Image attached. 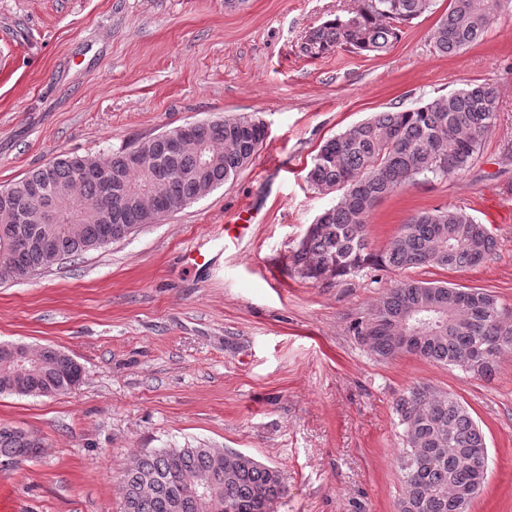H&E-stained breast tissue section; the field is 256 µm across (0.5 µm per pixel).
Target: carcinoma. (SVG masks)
Returning a JSON list of instances; mask_svg holds the SVG:
<instances>
[{"instance_id":"obj_1","label":"carcinoma","mask_w":512,"mask_h":512,"mask_svg":"<svg viewBox=\"0 0 512 512\" xmlns=\"http://www.w3.org/2000/svg\"><path fill=\"white\" fill-rule=\"evenodd\" d=\"M503 0H451L448 12L431 32L442 55L457 54L479 42ZM434 0H359L347 16L336 17L301 37L298 51L316 59L347 47L357 53H382ZM499 93L489 82L470 83L446 96L413 108L378 112L327 140L313 158L307 180L320 192H338L336 204L318 218L317 229L291 255L304 278L331 282L358 276L369 268L417 267L460 269L478 266L496 255L487 225L463 209L434 208L413 215L376 252L368 241L375 205L419 177L446 178L469 167L485 135L498 118ZM266 126L254 114L216 120L196 128L207 144L204 154L174 153L161 135L138 142L151 157L149 168H133L126 150L104 157L112 173L111 188L91 168L98 157L61 154L4 189L0 207L35 212L45 201H67L62 224H0V281L34 277L43 269L120 240L159 220V211L177 210L205 197L233 179L255 157ZM148 212L139 195L155 177L168 172ZM80 226L71 233L70 222ZM433 304L448 325L418 332L414 345L397 340L412 310ZM458 298L447 283L403 280L387 289L349 330L378 360L400 352L452 365L489 378L501 355L512 352V322L504 320L497 300L471 289L461 322ZM0 344V395L58 396L77 387L82 367L63 350L39 348L35 363L11 359ZM403 427L399 463L402 493L395 512H469L481 490L485 436L467 408L452 394L429 385H413L394 401ZM40 435L0 425V469H21L29 448H44ZM124 512H267L284 495L279 471L246 455L234 467L224 465L219 448H161L132 456L121 476Z\"/></svg>"}]
</instances>
